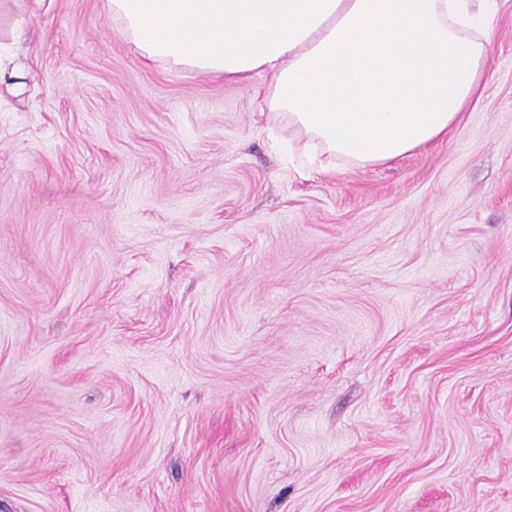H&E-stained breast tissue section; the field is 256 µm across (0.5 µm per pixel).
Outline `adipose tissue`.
I'll return each instance as SVG.
<instances>
[{"label": "adipose tissue", "mask_w": 512, "mask_h": 512, "mask_svg": "<svg viewBox=\"0 0 512 512\" xmlns=\"http://www.w3.org/2000/svg\"><path fill=\"white\" fill-rule=\"evenodd\" d=\"M145 64L269 75L310 165H388L447 140L491 60L495 0H107Z\"/></svg>", "instance_id": "1"}]
</instances>
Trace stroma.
Masks as SVG:
<instances>
[{
  "mask_svg": "<svg viewBox=\"0 0 512 512\" xmlns=\"http://www.w3.org/2000/svg\"><path fill=\"white\" fill-rule=\"evenodd\" d=\"M0 512H512V0L448 140L300 175L106 0H0ZM28 73L24 64L17 61L14 55L2 54L0 47V96L2 84L10 94H23L28 87Z\"/></svg>",
  "mask_w": 512,
  "mask_h": 512,
  "instance_id": "stroma-1",
  "label": "stroma"
}]
</instances>
